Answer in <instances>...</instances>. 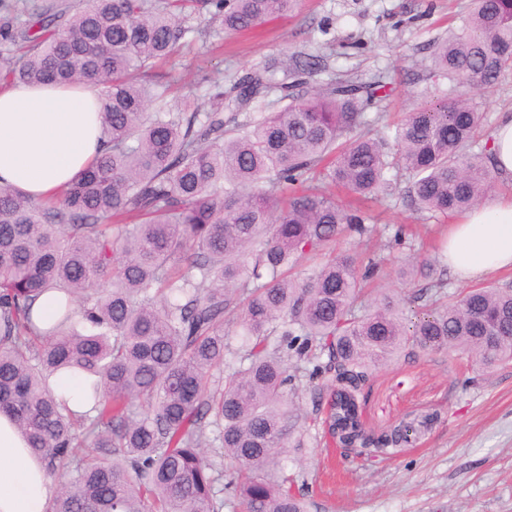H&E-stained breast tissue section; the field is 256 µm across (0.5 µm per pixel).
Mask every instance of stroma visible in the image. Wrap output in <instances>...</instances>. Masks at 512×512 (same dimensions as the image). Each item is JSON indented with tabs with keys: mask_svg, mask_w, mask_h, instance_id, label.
<instances>
[{
	"mask_svg": "<svg viewBox=\"0 0 512 512\" xmlns=\"http://www.w3.org/2000/svg\"><path fill=\"white\" fill-rule=\"evenodd\" d=\"M470 0H301L290 16L275 17L242 34L226 36L220 20L190 19L194 34L157 70L171 85L170 101L204 97L206 81L224 85L265 64L283 65L297 52L322 56L329 74L362 83L386 82L391 94L384 121L397 123L414 104L447 97L450 84L432 74L431 46L460 27ZM482 126L494 129L500 112L512 110V68L497 84L473 94ZM406 180L371 204L375 223L413 230L416 250H428L422 215L403 197ZM474 374L464 360L429 353L419 360L375 371L362 407L375 430L406 415L437 413L421 443L390 459H349L317 445L287 450L288 473L305 479L310 512H512V362Z\"/></svg>",
	"mask_w": 512,
	"mask_h": 512,
	"instance_id": "obj_1",
	"label": "stroma"
}]
</instances>
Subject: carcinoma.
Segmentation results:
<instances>
[{
	"mask_svg": "<svg viewBox=\"0 0 512 512\" xmlns=\"http://www.w3.org/2000/svg\"><path fill=\"white\" fill-rule=\"evenodd\" d=\"M472 3L432 46L452 97L380 131L369 110L383 85L310 83L322 64L304 53L290 83L271 63L218 88L208 112L188 97L166 109L170 84L152 70L191 32L187 17L238 34L297 0H0V82L93 80L104 99L105 151L59 200L0 187V412L58 477L46 512H222L226 472L242 512H307L297 480L272 476L303 443L300 383L314 385L320 441L376 458L424 426L365 429L355 401L378 368L432 352L481 372L512 361L511 284L450 294L440 251H359L386 227L329 191L378 201L404 171L410 206L438 218L494 189L471 93L512 67V0ZM273 94L279 110L248 111ZM303 259L316 262L306 276ZM387 279L416 290H368ZM51 289L64 313L42 331L31 308ZM60 373L87 383L89 412L57 399Z\"/></svg>",
	"mask_w": 512,
	"mask_h": 512,
	"instance_id": "cac0c4a2",
	"label": "carcinoma"
}]
</instances>
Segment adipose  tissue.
<instances>
[{"label": "adipose tissue", "instance_id": "obj_1", "mask_svg": "<svg viewBox=\"0 0 512 512\" xmlns=\"http://www.w3.org/2000/svg\"><path fill=\"white\" fill-rule=\"evenodd\" d=\"M100 92L0 83V187L39 200L58 195L105 140ZM448 265L464 282L512 268V197L482 205L448 230ZM55 491L9 415L0 413V512H45Z\"/></svg>", "mask_w": 512, "mask_h": 512}]
</instances>
